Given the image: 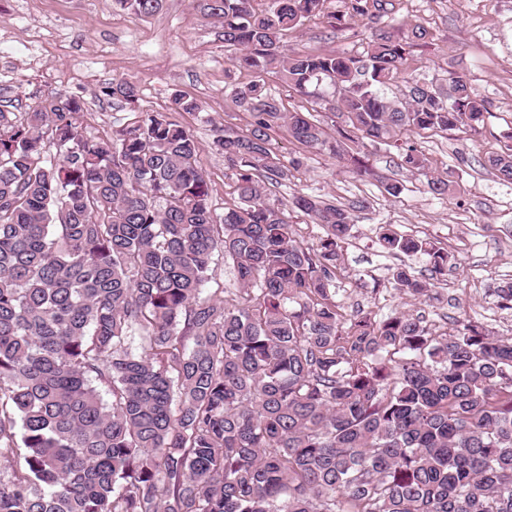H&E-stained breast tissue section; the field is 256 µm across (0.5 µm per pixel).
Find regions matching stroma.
<instances>
[{"label":"stroma","mask_w":512,"mask_h":512,"mask_svg":"<svg viewBox=\"0 0 512 512\" xmlns=\"http://www.w3.org/2000/svg\"><path fill=\"white\" fill-rule=\"evenodd\" d=\"M393 13L374 24L342 21L344 0H324L319 16L288 35V43L313 53L362 51L376 27L399 33L407 24L429 31L414 48L410 70L423 82H444L464 69L473 93L489 104L485 127L476 135H411L434 172L454 171L456 197L441 200L424 178L407 175L396 147L371 150L374 174L359 177L329 156L302 149L279 129L273 135L284 162L299 160L289 180L271 187L288 201L307 193L353 211L342 241L334 298L343 314L356 311L381 319L407 312L423 319L433 335L454 333L473 321L503 339L512 338V311L499 309L493 290L512 282V187L484 166V158L512 139V0H392ZM217 24L192 0H164L157 14L140 18L116 0H0V104L24 112L48 96L77 97L79 121L104 135L133 119L135 111L162 112L194 134L201 144L200 165L210 183L216 213L237 205L235 177L215 142L225 127L242 131L248 115L232 99V88L251 80L234 68ZM136 83V109L105 95L106 87ZM196 100L200 109L182 112L174 95ZM402 180L399 197L389 196L387 179ZM430 242L448 255L442 274L433 276L432 296L417 299L398 291L392 279L407 266L427 274V256L387 252L379 242L382 226Z\"/></svg>","instance_id":"35a3bbf8"}]
</instances>
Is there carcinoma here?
Wrapping results in <instances>:
<instances>
[{
    "mask_svg": "<svg viewBox=\"0 0 512 512\" xmlns=\"http://www.w3.org/2000/svg\"><path fill=\"white\" fill-rule=\"evenodd\" d=\"M163 2L117 0L140 17ZM195 2L237 69L275 71L335 124L284 111L261 78L235 87L250 121L216 141L239 199L220 217L198 140L161 112L95 136L74 97L0 110V512H512V341L471 323L434 336L405 313L345 317L331 287L351 212L294 196L324 230L303 246L265 189L288 179L281 125L363 176L368 147L476 133L488 103L461 70L446 89L409 76L422 25L313 54L283 40L323 0ZM346 5L378 22L392 0ZM105 94L133 104L139 89ZM486 163L512 185V145ZM400 167L439 199L457 190L411 144ZM381 240L447 266L424 240ZM217 252L236 266L234 296H201ZM394 281L431 291L405 268Z\"/></svg>",
    "mask_w": 512,
    "mask_h": 512,
    "instance_id": "cac0c4a2",
    "label": "carcinoma"
}]
</instances>
